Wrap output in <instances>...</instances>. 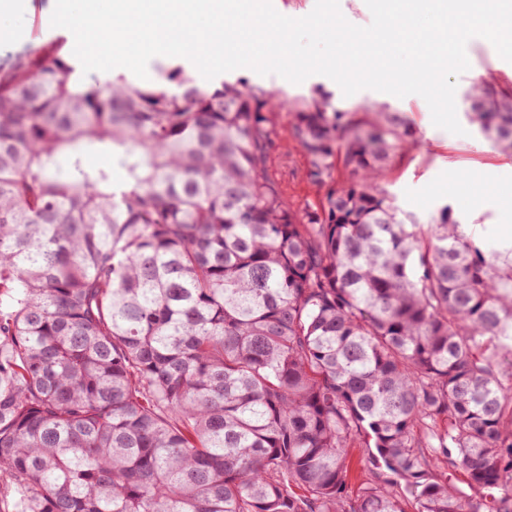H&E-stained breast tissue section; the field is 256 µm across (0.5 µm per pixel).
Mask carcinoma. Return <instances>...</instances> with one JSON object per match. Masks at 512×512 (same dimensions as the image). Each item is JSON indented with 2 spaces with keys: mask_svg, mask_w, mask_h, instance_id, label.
<instances>
[{
  "mask_svg": "<svg viewBox=\"0 0 512 512\" xmlns=\"http://www.w3.org/2000/svg\"><path fill=\"white\" fill-rule=\"evenodd\" d=\"M0 69V474L14 512H512V251L379 188L401 118L262 86ZM470 112L512 153V95ZM95 144L112 164L84 160ZM375 469L350 488L351 449ZM465 469L474 499L435 472ZM269 172L278 179L295 207H318L322 192L309 184L306 178L307 163L299 147L293 142L283 141L270 154Z\"/></svg>",
  "mask_w": 512,
  "mask_h": 512,
  "instance_id": "1",
  "label": "carcinoma"
}]
</instances>
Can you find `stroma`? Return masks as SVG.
Listing matches in <instances>:
<instances>
[{"label":"stroma","instance_id":"35a3bbf8","mask_svg":"<svg viewBox=\"0 0 512 512\" xmlns=\"http://www.w3.org/2000/svg\"><path fill=\"white\" fill-rule=\"evenodd\" d=\"M52 0H25L24 10L10 19L15 31L11 46H0V62L8 52L41 45L57 34L51 27ZM469 69L457 79L455 103L464 129L454 135L433 127L425 100L417 95L397 98L363 89L349 97L337 96L328 77L313 75L299 84L280 76H262L251 69L221 74V81L258 85L273 91L287 102L323 96L340 110L356 111L370 105L381 112L401 116L411 132L412 149L398 152L381 183L397 206L414 213L421 221L449 209L481 247L490 252L512 249L506 243L504 228L512 226V155L502 153L472 123L469 96L475 82L493 81L512 93V63L499 57L493 45L475 37L466 46ZM307 163L293 142L282 144L270 154L269 172L278 179L294 206H319L323 194L309 184Z\"/></svg>","mask_w":512,"mask_h":512}]
</instances>
